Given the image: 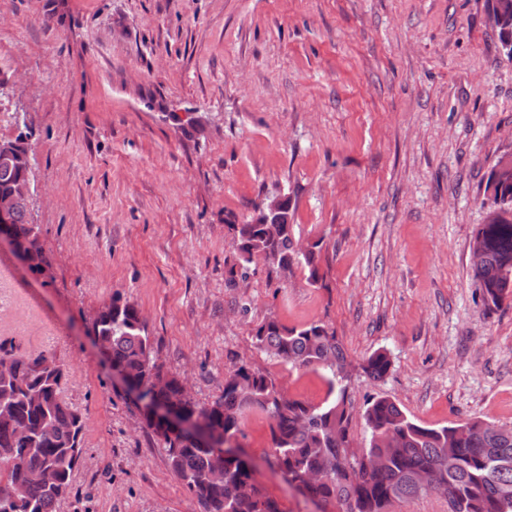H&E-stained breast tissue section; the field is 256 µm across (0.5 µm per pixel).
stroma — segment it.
Segmentation results:
<instances>
[{
	"instance_id": "1",
	"label": "stroma",
	"mask_w": 512,
	"mask_h": 512,
	"mask_svg": "<svg viewBox=\"0 0 512 512\" xmlns=\"http://www.w3.org/2000/svg\"><path fill=\"white\" fill-rule=\"evenodd\" d=\"M486 0H0V138L33 131L31 213L53 279L0 246V338L67 368L83 459L54 512H200L161 440L93 344L113 294L134 302L155 361L210 404L234 364L320 403V372L258 350L254 329L332 325L354 407L393 399L446 426L512 425V300L487 309L469 245L491 167L512 155V59ZM202 115L186 135L168 112ZM287 197L322 241L321 284L264 264L237 275L224 219ZM384 379L361 369L374 351ZM244 451L284 512H314L250 413ZM390 368L391 360L387 353L382 351L373 352L365 359L362 365L364 373L376 380L383 379L388 374Z\"/></svg>"
}]
</instances>
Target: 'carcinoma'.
Here are the masks:
<instances>
[{
    "label": "carcinoma",
    "instance_id": "carcinoma-1",
    "mask_svg": "<svg viewBox=\"0 0 512 512\" xmlns=\"http://www.w3.org/2000/svg\"><path fill=\"white\" fill-rule=\"evenodd\" d=\"M504 54L512 58V0H488ZM29 149L11 159L0 158V200L12 194L29 164ZM497 161L491 168L482 200L487 220L478 225L470 249L472 278L482 305L491 308L512 298V175L502 179ZM11 233L19 246L40 238V227L30 218L29 202L10 204ZM241 262L242 274L259 260L291 276L308 269L311 285L323 279L319 257L322 241L309 244L305 253L293 252L292 224H238L225 219ZM92 332L98 336L112 365L125 380L142 389L153 404L174 406L183 418L202 425L225 441L243 435L244 415L250 411L270 420L274 464L284 480L323 512H387L389 506L418 498L428 487L448 498V512H512V427L468 419L433 428L407 417L395 401L376 397L362 413L369 438L365 454L385 452L376 470L348 453L354 440V408L345 371L352 368L336 330L323 321L288 328L269 318L255 330L256 348L295 370L323 373L326 399L320 404L295 399L268 373L245 362L233 365L224 391L208 406L179 397L178 380L163 387L150 386L157 368L154 346L135 303L118 293L103 305ZM44 351L22 352L10 340L0 339V360L12 369L0 374V413L6 411L28 428L0 420V512H53L66 496L74 470L83 456L84 419L61 398L65 365H45ZM391 368L387 353L375 351L362 370L380 380ZM169 466L191 494L201 512H283L279 501L266 493L245 460L236 455L219 458L213 448L156 426ZM51 470L56 482L47 483Z\"/></svg>",
    "mask_w": 512,
    "mask_h": 512
}]
</instances>
